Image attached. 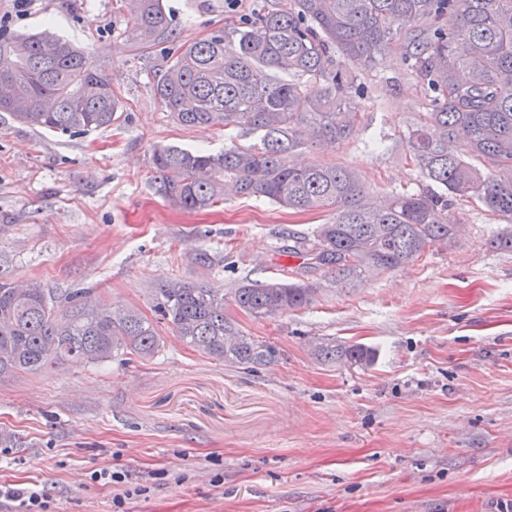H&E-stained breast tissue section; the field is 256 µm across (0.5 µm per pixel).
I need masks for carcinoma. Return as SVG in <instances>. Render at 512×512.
I'll return each instance as SVG.
<instances>
[{"instance_id": "carcinoma-1", "label": "carcinoma", "mask_w": 512, "mask_h": 512, "mask_svg": "<svg viewBox=\"0 0 512 512\" xmlns=\"http://www.w3.org/2000/svg\"><path fill=\"white\" fill-rule=\"evenodd\" d=\"M171 30L162 0H138L132 40L149 46ZM390 53L421 79L428 102L408 135L426 186L374 204L355 171L299 166L293 156L310 143L351 135L355 98L363 95L360 73L375 70ZM1 74L16 96L32 103L11 116L33 127L88 134L111 126L123 111L89 52L50 31L0 34ZM155 94L183 126L257 137L215 153L156 149L158 191L186 211L246 195L332 214L288 254L343 288L451 242L458 225L450 208L459 200H477L508 220L489 245L512 252V0H288L257 13L233 41L219 27L178 46ZM93 293L59 295L1 279L0 377L116 356L148 361L163 346L160 324L209 359L257 372L277 361V351L244 334L225 313L226 300L262 321L310 307L317 289L300 279L246 278L226 294L206 283L166 280L153 290L152 318L135 307L102 304ZM312 351L331 364L374 361L361 344L321 339Z\"/></svg>"}]
</instances>
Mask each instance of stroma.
<instances>
[{
    "label": "stroma",
    "mask_w": 512,
    "mask_h": 512,
    "mask_svg": "<svg viewBox=\"0 0 512 512\" xmlns=\"http://www.w3.org/2000/svg\"><path fill=\"white\" fill-rule=\"evenodd\" d=\"M274 0H163L173 41L189 44ZM128 0H0V33L50 29L89 51L123 112L70 136L0 113V278L142 311L176 278L230 289L245 278L304 280L307 309L242 330L280 352L256 373L184 347L169 328L148 361L65 364L0 378V482L50 499L52 512H112L114 489L142 487L126 512H512V253L490 250L503 225L480 203L457 205L461 230L409 265L352 291L287 256L292 238L328 219L232 196L182 211L155 190L161 145L220 150L219 127L174 122L155 96L164 49L137 47ZM355 128L303 150L305 164L354 170L371 200L423 185L408 132L425 111L420 79L396 55L362 74ZM203 247L223 264L202 269ZM362 343L368 366L326 364L309 342Z\"/></svg>",
    "instance_id": "35a3bbf8"
}]
</instances>
